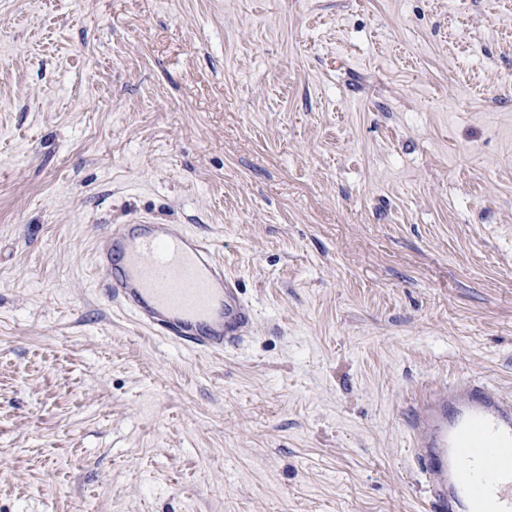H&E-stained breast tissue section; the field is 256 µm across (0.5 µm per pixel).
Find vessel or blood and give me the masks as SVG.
<instances>
[{"instance_id":"vessel-or-blood-1","label":"vessel or blood","mask_w":512,"mask_h":512,"mask_svg":"<svg viewBox=\"0 0 512 512\" xmlns=\"http://www.w3.org/2000/svg\"><path fill=\"white\" fill-rule=\"evenodd\" d=\"M109 298L152 335L220 352L251 331L254 312L209 243L181 224L135 215L97 244ZM411 455L432 512H512V398L451 382L410 406Z\"/></svg>"}]
</instances>
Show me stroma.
Returning a JSON list of instances; mask_svg holds the SVG:
<instances>
[{
    "instance_id": "stroma-1",
    "label": "stroma",
    "mask_w": 512,
    "mask_h": 512,
    "mask_svg": "<svg viewBox=\"0 0 512 512\" xmlns=\"http://www.w3.org/2000/svg\"><path fill=\"white\" fill-rule=\"evenodd\" d=\"M255 311L203 354L94 255ZM512 397V0H0V512H431L408 406ZM108 297L152 335L201 352H223L251 331L252 306L224 277V261L182 224L135 215L97 244Z\"/></svg>"
}]
</instances>
